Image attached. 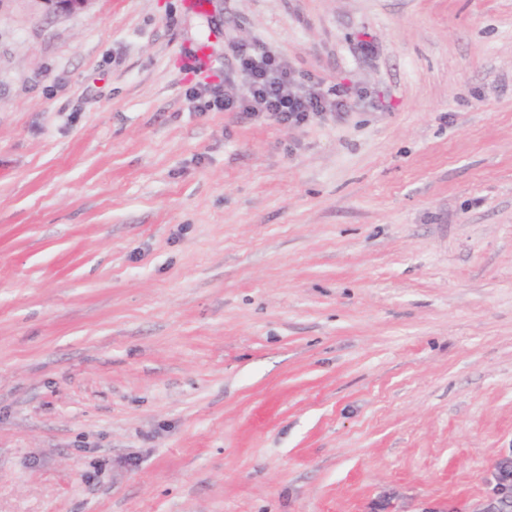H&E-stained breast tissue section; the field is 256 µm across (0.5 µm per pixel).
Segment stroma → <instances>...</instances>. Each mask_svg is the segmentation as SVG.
<instances>
[{"mask_svg": "<svg viewBox=\"0 0 512 512\" xmlns=\"http://www.w3.org/2000/svg\"><path fill=\"white\" fill-rule=\"evenodd\" d=\"M185 2L0 0V512H486L512 0ZM253 47L360 96L193 109Z\"/></svg>", "mask_w": 512, "mask_h": 512, "instance_id": "stroma-1", "label": "stroma"}]
</instances>
